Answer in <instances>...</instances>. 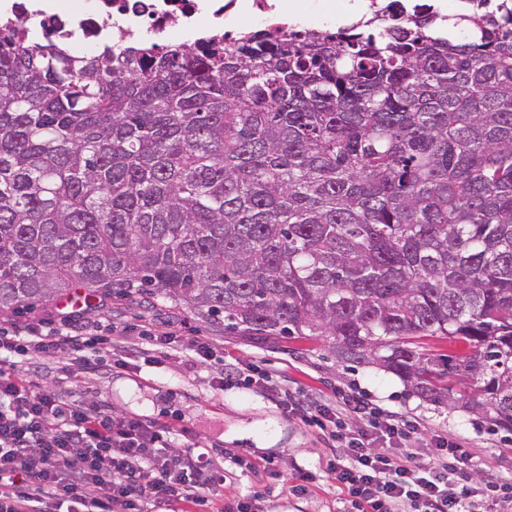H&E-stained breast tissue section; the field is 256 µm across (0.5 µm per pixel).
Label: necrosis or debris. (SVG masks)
<instances>
[{"label":"necrosis or debris","mask_w":512,"mask_h":512,"mask_svg":"<svg viewBox=\"0 0 512 512\" xmlns=\"http://www.w3.org/2000/svg\"><path fill=\"white\" fill-rule=\"evenodd\" d=\"M101 10L84 11V0H0V16L53 35L76 29L73 50L85 52L110 34L145 36L175 47L200 27L234 32L241 21L255 29L284 27L292 12L288 0H99Z\"/></svg>","instance_id":"4bbe7bcc"}]
</instances>
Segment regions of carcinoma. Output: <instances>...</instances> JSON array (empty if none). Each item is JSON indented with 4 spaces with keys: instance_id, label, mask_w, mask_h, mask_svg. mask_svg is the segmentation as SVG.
Listing matches in <instances>:
<instances>
[{
    "instance_id": "carcinoma-1",
    "label": "carcinoma",
    "mask_w": 512,
    "mask_h": 512,
    "mask_svg": "<svg viewBox=\"0 0 512 512\" xmlns=\"http://www.w3.org/2000/svg\"><path fill=\"white\" fill-rule=\"evenodd\" d=\"M455 18L82 55L1 28L0 311L160 293L512 432V0Z\"/></svg>"
}]
</instances>
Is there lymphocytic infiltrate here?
I'll return each instance as SVG.
<instances>
[{
  "label": "lymphocytic infiltrate",
  "instance_id": "f902f5d3",
  "mask_svg": "<svg viewBox=\"0 0 512 512\" xmlns=\"http://www.w3.org/2000/svg\"><path fill=\"white\" fill-rule=\"evenodd\" d=\"M101 344L115 369L131 368L135 353L67 315L51 329L41 321L0 328V512H53L60 502L79 512H171L211 504L223 486V469L194 448L167 450L154 423L102 402H72L4 367L14 354L66 350L71 368L84 370L88 350ZM244 380L337 443L325 474L355 512H475L483 496L495 512H512V476L491 494L470 484L477 461L461 439L421 437L415 423L342 390L304 401L255 364Z\"/></svg>",
  "mask_w": 512,
  "mask_h": 512
}]
</instances>
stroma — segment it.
Instances as JSON below:
<instances>
[{
  "mask_svg": "<svg viewBox=\"0 0 512 512\" xmlns=\"http://www.w3.org/2000/svg\"><path fill=\"white\" fill-rule=\"evenodd\" d=\"M71 312L114 336L129 348L140 347L154 329L170 326L181 336H203L216 347L205 365L190 366L186 353L159 355L138 370L111 375L102 369L71 374L64 356L19 363L43 387L67 392L71 399L104 400L116 411L136 414L169 430L168 443L183 444L181 427H188L212 459L223 465L224 499L264 492L265 512H352L343 493L329 479H321L308 494L291 490L297 471H323L327 449L317 428L307 427L285 414L268 393L233 383L218 387L215 377L230 361H262L288 387L302 395L327 399L337 389L353 388L375 403L418 420L426 432L459 437L475 453L476 484L512 470V433L492 430L486 419L464 409L424 401L407 391L392 373L375 367H349L337 363L322 337L305 336L264 342L226 331L223 322H206L189 309L157 296L137 295L119 300L99 294L90 302L74 304L57 299L34 305L24 320L56 318ZM274 459V473L254 477L245 461Z\"/></svg>",
  "mask_w": 512,
  "mask_h": 512,
  "instance_id": "1",
  "label": "stroma"
}]
</instances>
